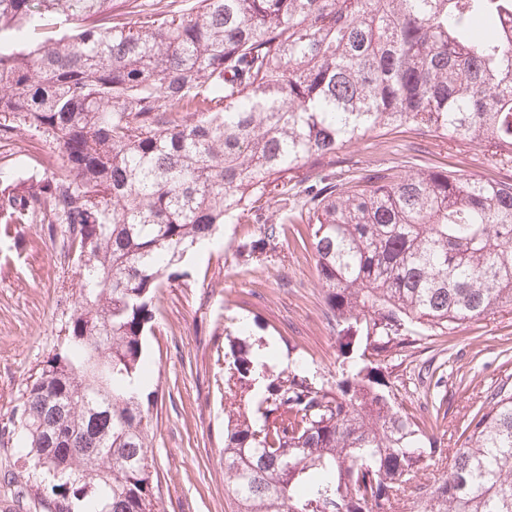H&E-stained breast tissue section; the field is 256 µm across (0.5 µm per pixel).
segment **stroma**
<instances>
[{
  "instance_id": "stroma-1",
  "label": "stroma",
  "mask_w": 512,
  "mask_h": 512,
  "mask_svg": "<svg viewBox=\"0 0 512 512\" xmlns=\"http://www.w3.org/2000/svg\"><path fill=\"white\" fill-rule=\"evenodd\" d=\"M345 170L380 165L405 174L436 166L464 175L501 178L476 145L429 135H372L339 152ZM55 161L48 138L21 129L0 143V168L18 164L44 175ZM63 225L16 224L0 237V424L7 421L32 375L51 356L77 298L74 262L62 246ZM253 224H227L213 248L187 258L195 279L171 282L159 299V327L148 341L154 361L152 413L155 468L165 512H228L224 494V327L247 318L248 341L259 349L275 341L281 361L314 364L322 381H336L341 360L326 316L325 293L313 257L296 239L304 224L271 257L239 256ZM384 365L400 403L442 447L454 448L462 425L487 389L512 385V312L468 321L453 331L396 349ZM16 444L0 434V512H47L31 492Z\"/></svg>"
}]
</instances>
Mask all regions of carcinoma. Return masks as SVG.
I'll return each instance as SVG.
<instances>
[{
    "instance_id": "obj_1",
    "label": "carcinoma",
    "mask_w": 512,
    "mask_h": 512,
    "mask_svg": "<svg viewBox=\"0 0 512 512\" xmlns=\"http://www.w3.org/2000/svg\"><path fill=\"white\" fill-rule=\"evenodd\" d=\"M114 0H0V141L22 127L58 151L48 176L0 172V234L63 224L78 296L9 433L51 512H160L148 337L188 253L253 223L245 257L288 225L310 250L341 379L307 361L269 375L224 331L230 512H512V386L486 393L438 481L443 449L383 362L424 336L512 309V177L370 167L339 150L419 131L512 167V0H199L112 21ZM281 213L266 214L272 200Z\"/></svg>"
}]
</instances>
